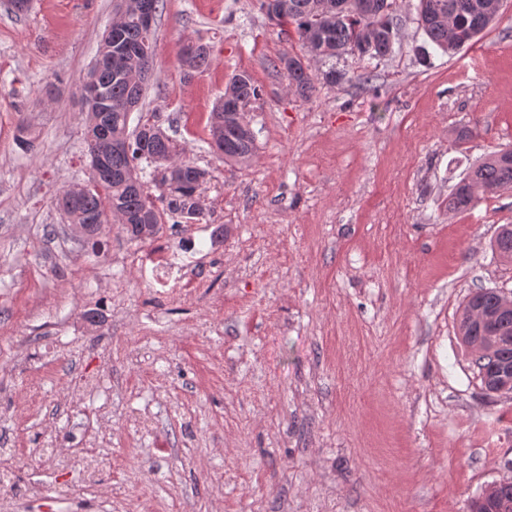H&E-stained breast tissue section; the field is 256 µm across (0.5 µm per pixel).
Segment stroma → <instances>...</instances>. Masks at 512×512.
<instances>
[{
    "label": "stroma",
    "instance_id": "35a3bbf8",
    "mask_svg": "<svg viewBox=\"0 0 512 512\" xmlns=\"http://www.w3.org/2000/svg\"><path fill=\"white\" fill-rule=\"evenodd\" d=\"M415 4L390 56H343L305 101L276 67L296 37L258 0H163L141 114L207 170L208 215L137 243L87 241L56 206L88 177L78 81L116 0H0V468H19L0 512H469L512 480V393L485 394L457 337L470 292L512 296L490 246L512 192L448 208L512 146V0L452 57ZM190 40L212 61L188 79ZM241 72L260 89L243 166L209 135ZM153 251L178 283L129 260Z\"/></svg>",
    "mask_w": 512,
    "mask_h": 512
}]
</instances>
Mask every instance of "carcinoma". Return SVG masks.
Masks as SVG:
<instances>
[{
  "label": "carcinoma",
  "instance_id": "cac0c4a2",
  "mask_svg": "<svg viewBox=\"0 0 512 512\" xmlns=\"http://www.w3.org/2000/svg\"><path fill=\"white\" fill-rule=\"evenodd\" d=\"M142 0H125L126 9L112 32H103L99 50L112 48V65L91 66L80 80L81 96L86 107L84 143L89 158L100 156L109 174L98 185L85 190L74 185L58 197V205L71 228L88 238L97 235L108 223L107 215L127 216L123 229L130 238L146 241L154 237L166 217H180L198 223L206 213L191 215L193 199L200 192L197 177L207 171L185 156L181 142L164 131L147 137L139 127H130L131 113L127 104L130 81L152 74L155 54L137 49L156 44V29H147L141 19ZM397 0H274V10L266 11L269 20L281 30L293 28L298 51L279 57V65L288 89L303 99L316 90L315 75L305 60L309 56L333 60L346 54L363 61L380 60L392 53L397 37L394 12ZM491 0H418L417 24L427 38L443 53L453 55L492 27L499 13L491 10ZM211 51L200 52L186 44L181 52V65L191 72L206 69ZM105 89L111 100L109 108L100 107L90 95L88 81ZM259 96V88L246 73L234 75L210 114L211 147L226 163L247 165L256 152L254 132L232 116L244 112L251 100ZM221 115L223 123L215 122ZM16 145L24 152L33 148L31 129L25 123L16 127ZM155 168H169L177 163L186 168L185 175L170 177L161 187L143 182L140 189L131 187L126 176L143 172L141 161ZM512 190V148L493 152L478 163L457 185L448 199V208L465 211L486 196ZM504 259H512V225L501 226L491 244ZM470 296L482 309L496 313L503 295L493 288H480ZM457 336L467 347L485 344L486 339L471 320V306L464 302L457 325ZM484 388L496 384L501 375L512 374V343L491 349L474 359ZM472 512H512V480L497 483L485 499L471 504Z\"/></svg>",
  "mask_w": 512,
  "mask_h": 512
}]
</instances>
